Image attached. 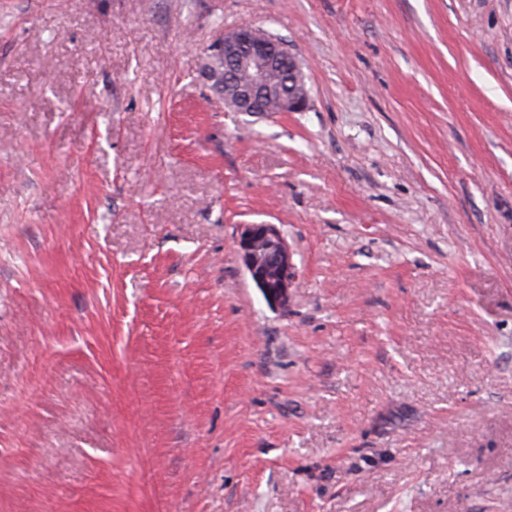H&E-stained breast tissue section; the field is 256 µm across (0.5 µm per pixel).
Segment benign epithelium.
Returning <instances> with one entry per match:
<instances>
[{"instance_id":"benign-epithelium-1","label":"benign epithelium","mask_w":512,"mask_h":512,"mask_svg":"<svg viewBox=\"0 0 512 512\" xmlns=\"http://www.w3.org/2000/svg\"><path fill=\"white\" fill-rule=\"evenodd\" d=\"M207 50L224 58V81L210 87L232 112H263L265 99L279 112H301L308 92L298 57L279 37L252 23L224 30ZM235 246L245 269L266 301L288 302L296 273L293 253L274 224H244Z\"/></svg>"}]
</instances>
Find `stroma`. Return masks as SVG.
Here are the masks:
<instances>
[{
	"mask_svg": "<svg viewBox=\"0 0 512 512\" xmlns=\"http://www.w3.org/2000/svg\"><path fill=\"white\" fill-rule=\"evenodd\" d=\"M0 512H512V0H0ZM202 68L209 77L216 72L224 81L213 86L201 76L217 100L231 112H265V99L275 100L278 112H301L308 104V92L298 57L279 37L252 23H243L224 31L207 47ZM245 73V81L239 75ZM274 103L268 112H277ZM235 246L256 288L268 303L284 306L296 279L293 253L274 224H243Z\"/></svg>",
	"mask_w": 512,
	"mask_h": 512,
	"instance_id": "obj_1",
	"label": "stroma"
}]
</instances>
